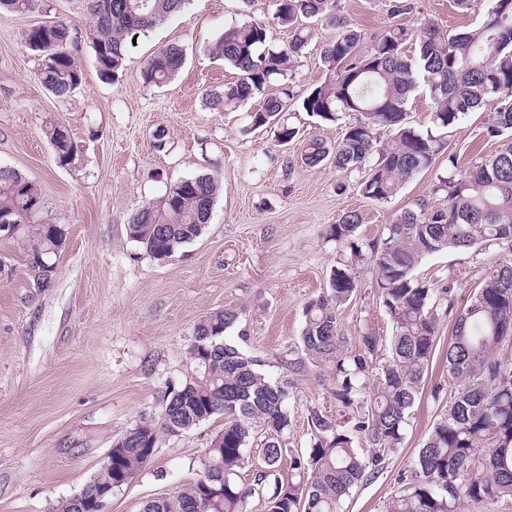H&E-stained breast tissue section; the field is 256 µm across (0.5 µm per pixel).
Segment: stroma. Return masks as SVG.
<instances>
[{
	"mask_svg": "<svg viewBox=\"0 0 512 512\" xmlns=\"http://www.w3.org/2000/svg\"><path fill=\"white\" fill-rule=\"evenodd\" d=\"M412 12L393 16L390 0H339L341 14L368 34L431 21L445 29L477 25L483 0L469 11L454 0H413ZM270 0H191L179 14L138 33L122 73L103 81L88 34L93 20L86 0H32L24 12H0V165L18 170L41 192V206L10 236H0V512H51L78 493L101 469L113 442L139 420L161 422L164 392L190 370L189 347L204 317L230 308L236 323L227 341L262 361V370L288 393L291 424L279 437L283 458L263 484L256 468L268 438L255 424L248 461L234 478L251 489L248 512H265L277 481L290 475L292 455L310 448L308 413L335 410L332 384L306 363L301 341L306 303L329 289L338 254L326 232L347 210L371 213L363 240L380 238L391 215L431 195L433 170L413 176L390 201L379 203L353 187L355 175L328 166L299 164L301 141L341 138L343 124H329L291 109L298 141L281 146L271 134L246 132V111L219 112L206 102L236 73L212 48L224 29L266 25L275 41L288 31L273 17ZM63 21L77 37L81 86L58 98L37 78L38 56L25 43L37 25ZM338 34L319 24L293 71L304 90L325 78L323 46ZM182 47L185 64L170 81L144 83L145 60L166 45ZM490 108L456 127L451 147L464 166L495 153L486 133ZM64 123L77 146L60 165L46 136ZM294 167H287V159ZM209 173L222 189L204 234L167 261L150 257L127 234L142 206L159 203L167 186ZM46 224L62 227L66 244L49 286L27 268L29 248ZM507 246L478 245L425 257L416 269L427 281H458L466 302ZM349 346L364 332L378 338L386 361L392 324L382 307L371 263L359 269V286L339 309ZM437 346L412 407L402 446L388 454L375 478L345 500L344 512H386L408 476L433 424L448 411L455 386L446 352L452 326L440 317ZM224 429L217 414L157 447L125 485L113 491L106 512H142L152 499L192 483L206 451Z\"/></svg>",
	"mask_w": 512,
	"mask_h": 512,
	"instance_id": "35a3bbf8",
	"label": "stroma"
}]
</instances>
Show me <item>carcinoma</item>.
<instances>
[{"instance_id": "obj_1", "label": "carcinoma", "mask_w": 512, "mask_h": 512, "mask_svg": "<svg viewBox=\"0 0 512 512\" xmlns=\"http://www.w3.org/2000/svg\"><path fill=\"white\" fill-rule=\"evenodd\" d=\"M337 2L272 0L274 18L289 31L283 44L258 23L225 29L213 53L237 77L209 94L211 108L236 112L255 101L248 130L266 128L279 144L298 135L286 118L297 101L323 122L348 116L351 122L336 145L320 138L305 142L304 165L326 163L357 172L358 192L378 202L389 201L414 175L433 167L432 193L445 194L448 203L435 208L426 199L417 200L385 225V235L376 242L359 237L358 229L370 221L362 211H346L329 225L327 237L336 244L339 259L329 275V292L304 308L302 344L306 359L332 381L341 419L326 410L309 411L311 448L291 457L296 479L276 486L266 512H342L350 491L384 468L388 452L403 442L409 410L435 352L441 314L452 322L447 361L457 393L386 512H464L467 503L506 505L512 502V364L499 359L497 350L512 336V261L493 265L462 308L455 283H429L414 271L424 257L449 248L494 243L512 252V0H488L483 20L463 31H443L431 22L418 29L391 26L364 52L365 33L337 13ZM188 3L88 0L100 76L109 80L123 69L128 37L155 27ZM319 21L336 26L338 35L322 48L325 80L299 98L291 82L293 63ZM26 43L39 53L37 76L48 92L61 98L80 87L82 71L67 23L34 27ZM409 43L417 46L414 57L407 54ZM183 61L180 47L161 48L147 60L142 79L166 82ZM418 71L433 102L424 129L408 118ZM272 85L277 91L269 94ZM490 101L494 112L488 134L502 144L465 169L449 150V138L460 121ZM382 128L389 132L385 140ZM46 134L59 163H72L76 145L66 126L53 123ZM219 192V181L209 174L176 181L160 205H145L131 217L129 239L155 260H168L204 233ZM40 206L37 186L19 171L0 166V219L23 222ZM65 240L60 227L47 224L30 246L28 269L45 285ZM366 261L376 269L380 303L393 327L391 355L381 364L376 363L378 340L372 334L359 336L357 350L346 348L337 315L355 293L358 267ZM236 321L237 313L224 309L197 324L189 349L193 368L182 382L166 386L161 425L141 421L128 430L125 442L114 449L112 469L100 470L86 488H120L126 476L151 459L159 432L177 435L222 414L224 446L208 449L202 474L172 495L146 503L144 512H246L252 490L233 475L247 462L253 422L270 434L256 473L261 483L282 459L278 436L290 419L288 393L262 374L259 360L225 340ZM361 437L369 450L356 446Z\"/></svg>"}]
</instances>
